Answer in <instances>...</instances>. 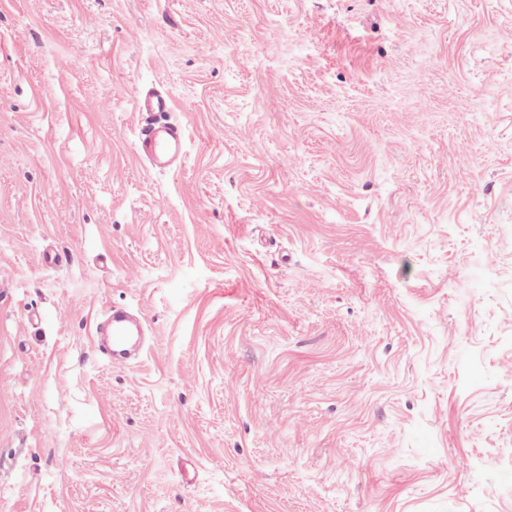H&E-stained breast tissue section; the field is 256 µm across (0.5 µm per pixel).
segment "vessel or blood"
<instances>
[{
  "label": "vessel or blood",
  "mask_w": 512,
  "mask_h": 512,
  "mask_svg": "<svg viewBox=\"0 0 512 512\" xmlns=\"http://www.w3.org/2000/svg\"><path fill=\"white\" fill-rule=\"evenodd\" d=\"M137 104L139 110L148 115L137 137L139 153L159 169L177 163L184 153L185 141L181 127L165 120L170 110L168 99L150 94L138 98ZM141 333L142 325L130 310L113 309L110 314L112 345L105 352L106 361L115 367L130 365Z\"/></svg>",
  "instance_id": "1"
}]
</instances>
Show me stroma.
<instances>
[{
	"mask_svg": "<svg viewBox=\"0 0 512 512\" xmlns=\"http://www.w3.org/2000/svg\"><path fill=\"white\" fill-rule=\"evenodd\" d=\"M0 512H512V0H0ZM137 104L141 112L150 114L137 137L139 153L155 168H168L177 163L184 153L185 141L179 125L161 121L170 110L168 99L150 94L138 98ZM109 318L112 346L110 349L102 350L105 359L113 367L130 365L140 355H132V351L139 336L142 335V325L128 309L114 308Z\"/></svg>",
	"mask_w": 512,
	"mask_h": 512,
	"instance_id": "1",
	"label": "stroma"
}]
</instances>
